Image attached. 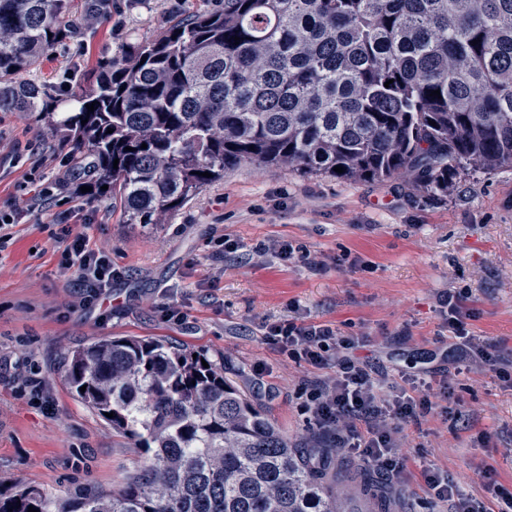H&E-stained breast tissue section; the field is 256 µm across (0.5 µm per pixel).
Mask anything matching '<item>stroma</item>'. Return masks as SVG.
<instances>
[{
    "mask_svg": "<svg viewBox=\"0 0 512 512\" xmlns=\"http://www.w3.org/2000/svg\"><path fill=\"white\" fill-rule=\"evenodd\" d=\"M220 0H112L111 18L43 58L29 77L52 88L77 66L159 36L173 19L218 8ZM25 145L16 155V145ZM68 145L25 112H0V213L15 218L0 252V494L17 486L65 497L80 488L118 490L148 454L80 403L59 365L69 348L108 336L184 345L223 367L293 444L321 439L301 410L308 375L265 338L267 324L301 313L361 336V359L389 380L430 368L442 380L450 341L439 300L467 289L472 335L495 342L512 373V168L466 174L437 200L404 180L343 182L281 167L242 164L205 186L161 224H127L110 201L85 196ZM52 191L46 204L37 198ZM76 208L92 248L110 253L119 278L87 309L58 245L44 232L58 210ZM233 252L214 258L219 238ZM288 240L311 264L257 256V243ZM359 258V266L347 263ZM184 315L177 323L167 306ZM38 373L50 407L32 402L21 379ZM271 386L258 391L256 379ZM435 410L398 434L402 481H385L390 512H448L421 471L448 472L469 494L490 500L479 473L493 468L512 491V387L496 373L459 376ZM463 423L452 426L449 413Z\"/></svg>",
    "mask_w": 512,
    "mask_h": 512,
    "instance_id": "35a3bbf8",
    "label": "stroma"
}]
</instances>
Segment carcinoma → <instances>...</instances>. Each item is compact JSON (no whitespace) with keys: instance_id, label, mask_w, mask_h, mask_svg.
Masks as SVG:
<instances>
[{"instance_id":"obj_1","label":"carcinoma","mask_w":512,"mask_h":512,"mask_svg":"<svg viewBox=\"0 0 512 512\" xmlns=\"http://www.w3.org/2000/svg\"><path fill=\"white\" fill-rule=\"evenodd\" d=\"M71 4L0 0V112L43 114L127 224L163 223L242 163L407 178L438 199L470 170L512 168V0H224L71 75L89 89L69 98L26 74L82 33ZM203 358L132 336L68 349L71 388L141 441L147 469L112 493L20 487L0 512H363L327 449L291 445Z\"/></svg>"}]
</instances>
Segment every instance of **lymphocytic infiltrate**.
<instances>
[{
  "instance_id": "f902f5d3",
  "label": "lymphocytic infiltrate",
  "mask_w": 512,
  "mask_h": 512,
  "mask_svg": "<svg viewBox=\"0 0 512 512\" xmlns=\"http://www.w3.org/2000/svg\"><path fill=\"white\" fill-rule=\"evenodd\" d=\"M70 219V213L60 214L47 231L62 242L58 264L73 272L77 295L88 305L109 288L116 272L108 252L91 248L85 235L73 231ZM466 300V293L458 291L441 301L453 338L448 363L458 375L475 367L496 370L495 345L470 335L467 329L473 313ZM266 337L290 358L310 366L303 388L315 425L329 435L333 445L353 450L377 471L398 477L402 472L397 453L399 429L432 411L431 401L419 394L427 385L424 373L413 375L409 388L386 395L368 361L354 355L363 346L358 337L343 336L332 325L308 323L297 317L269 325ZM335 348L349 352L338 364L331 356ZM422 477L433 496L447 502L448 512H512V492L500 493L499 508L493 511L484 501L463 494L439 468H426Z\"/></svg>"
}]
</instances>
